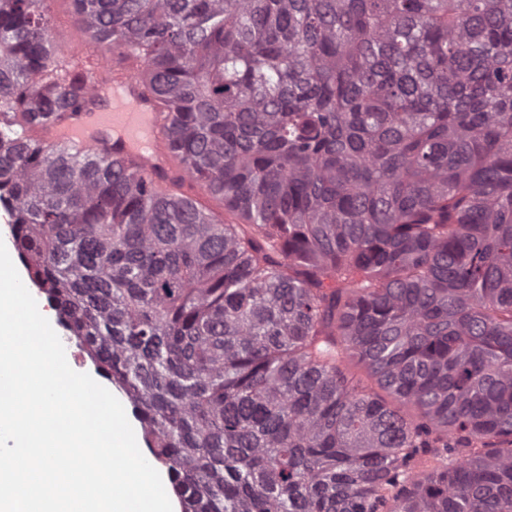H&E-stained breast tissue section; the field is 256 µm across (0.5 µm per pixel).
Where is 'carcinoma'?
<instances>
[{"label": "carcinoma", "instance_id": "cac0c4a2", "mask_svg": "<svg viewBox=\"0 0 512 512\" xmlns=\"http://www.w3.org/2000/svg\"><path fill=\"white\" fill-rule=\"evenodd\" d=\"M71 2L182 174L0 0V202L183 512H512V0ZM92 71L95 76L92 91L101 87L112 89V107L94 113L93 123L101 129L112 131V143L121 144L149 177H154L160 170L176 169L175 160L165 145L158 111L153 104L137 96V81L133 73H128L122 79H113L101 60Z\"/></svg>", "mask_w": 512, "mask_h": 512}]
</instances>
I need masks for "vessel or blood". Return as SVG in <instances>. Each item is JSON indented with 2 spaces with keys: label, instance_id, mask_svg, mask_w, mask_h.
<instances>
[{
  "label": "vessel or blood",
  "instance_id": "1",
  "mask_svg": "<svg viewBox=\"0 0 512 512\" xmlns=\"http://www.w3.org/2000/svg\"><path fill=\"white\" fill-rule=\"evenodd\" d=\"M93 73L94 88L105 87L112 91L111 108L94 113L93 123L111 131L113 142L121 144L148 176H155L161 170L175 169V161L165 145L162 121L155 106L138 97L134 75L113 79L102 62L97 63Z\"/></svg>",
  "mask_w": 512,
  "mask_h": 512
}]
</instances>
